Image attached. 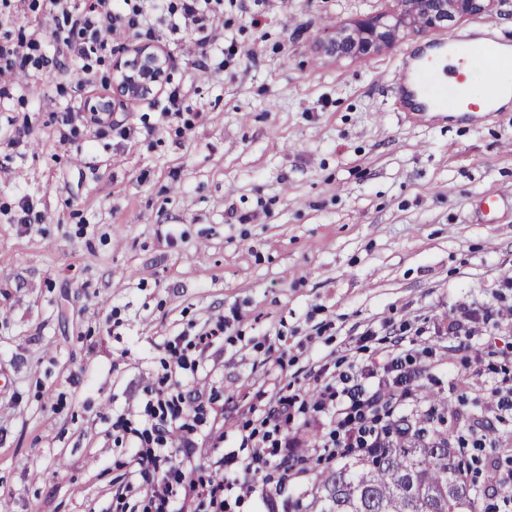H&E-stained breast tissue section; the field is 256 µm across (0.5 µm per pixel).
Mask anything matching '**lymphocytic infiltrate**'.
I'll return each instance as SVG.
<instances>
[{
    "instance_id": "lymphocytic-infiltrate-1",
    "label": "lymphocytic infiltrate",
    "mask_w": 512,
    "mask_h": 512,
    "mask_svg": "<svg viewBox=\"0 0 512 512\" xmlns=\"http://www.w3.org/2000/svg\"><path fill=\"white\" fill-rule=\"evenodd\" d=\"M42 2L45 11L62 22L61 29L53 33L57 53L79 62L85 74L90 71L92 57L110 46L113 38L131 30L153 36L151 20L156 16L170 14L183 20L198 49L194 60L198 70H210V49L224 40V23L217 11L223 0H150L146 7L135 4L134 0H96L95 5L86 9L74 7L72 0ZM47 64L41 37L0 39V99L10 98L19 72L30 67L40 70ZM504 288H512L511 276L502 280L500 288L491 289L489 301L451 309L449 337L462 344L471 334L472 323H493L497 315L494 302ZM415 355V350L407 347L405 336L396 335L382 369L365 363L350 364L347 370L329 377L318 390L315 403H307L306 394L301 391L282 399L280 414L288 419L311 408L327 420L329 431L317 447L319 459L333 460L373 450L387 440L392 423L403 410L406 386L419 376L413 366ZM198 371L197 360L184 355L177 357L169 374L162 379V388L150 392L141 424L135 426L122 419L116 422L136 449L135 473L150 483L149 512H224L227 496L242 487L241 476L257 472L259 462L264 459V449L276 445L280 426L270 418H263L260 433L247 435L248 440L259 442V450L246 456L232 451L227 454L237 467V477L210 479L199 484L187 480L183 470L171 463L174 452L171 435L177 430L186 437L193 430L192 425L183 421L194 401L186 380ZM486 409L485 417L470 427V445L486 447L487 431L494 428L502 414L512 411L511 378L496 381Z\"/></svg>"
}]
</instances>
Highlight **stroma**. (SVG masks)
I'll return each instance as SVG.
<instances>
[{
  "instance_id": "1",
  "label": "stroma",
  "mask_w": 512,
  "mask_h": 512,
  "mask_svg": "<svg viewBox=\"0 0 512 512\" xmlns=\"http://www.w3.org/2000/svg\"><path fill=\"white\" fill-rule=\"evenodd\" d=\"M387 6H225L206 76L158 19L152 43L174 60L180 116L163 118L158 93L103 128L78 122L68 142L54 114L104 93L134 35L113 41L91 83L71 68L21 84L0 112V512H141L147 486L112 420L140 422L169 342L224 318L189 382L203 422L187 477L239 450L259 393L314 389L319 370L354 354L380 363L403 324L421 329L428 374L408 413L432 394L456 431L472 424L493 377L459 382L464 354L443 328L456 302L485 301L512 275V108L478 124L406 120L393 82L424 34L367 58L321 51L337 24ZM451 33L512 44V0ZM489 194L501 198L492 210ZM24 195L44 223H15ZM317 476H247L228 512H295Z\"/></svg>"
}]
</instances>
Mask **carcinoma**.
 <instances>
[{
	"label": "carcinoma",
	"instance_id": "carcinoma-1",
	"mask_svg": "<svg viewBox=\"0 0 512 512\" xmlns=\"http://www.w3.org/2000/svg\"><path fill=\"white\" fill-rule=\"evenodd\" d=\"M429 418L396 424L388 446L324 473L312 495L315 512H475L476 494L448 435L428 436ZM463 509H458L459 499Z\"/></svg>",
	"mask_w": 512,
	"mask_h": 512
}]
</instances>
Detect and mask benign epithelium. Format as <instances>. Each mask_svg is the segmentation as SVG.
I'll return each instance as SVG.
<instances>
[{
	"label": "benign epithelium",
	"mask_w": 512,
	"mask_h": 512,
	"mask_svg": "<svg viewBox=\"0 0 512 512\" xmlns=\"http://www.w3.org/2000/svg\"><path fill=\"white\" fill-rule=\"evenodd\" d=\"M433 10L424 19L414 16L413 0H391V7L366 19L336 26L323 43L325 51L340 59L367 57L398 43L408 32L444 29L463 19L494 15L498 0H431ZM133 59L117 62L107 93L95 98L93 111L109 116L129 103L148 98L161 89L171 67L170 57L148 44L131 47Z\"/></svg>",
	"instance_id": "1"
}]
</instances>
